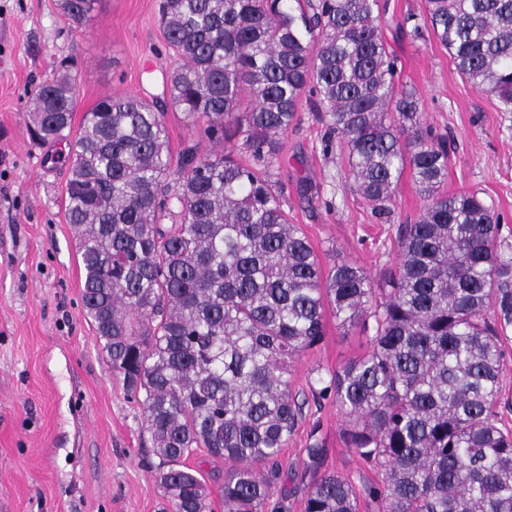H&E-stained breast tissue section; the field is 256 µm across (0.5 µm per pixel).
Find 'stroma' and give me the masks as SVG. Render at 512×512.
Here are the masks:
<instances>
[{
  "label": "stroma",
  "mask_w": 512,
  "mask_h": 512,
  "mask_svg": "<svg viewBox=\"0 0 512 512\" xmlns=\"http://www.w3.org/2000/svg\"><path fill=\"white\" fill-rule=\"evenodd\" d=\"M383 40L401 83L420 100L422 122L452 147L448 193L475 192L512 230V112L467 82L447 50L412 17L425 0H384ZM158 0H99L91 24L69 25L58 0H0V512H160L162 490L147 466L141 412L113 373L82 303L83 270L66 215L65 145L38 146L26 127L34 88L69 59L77 79L75 114L100 98L165 96L174 65L157 16ZM276 160L288 217L301 227L323 267L345 259L381 283L398 262L399 225L414 223L424 202L403 173L391 212L381 218L353 189L343 154L328 153L313 99L298 103ZM57 163L46 162V154ZM372 323L340 327L296 358L289 379L305 417L280 457L273 503L303 512L320 472L377 482L345 437L334 401L311 399L319 374L364 356ZM324 447L320 467L306 450Z\"/></svg>",
  "instance_id": "obj_1"
}]
</instances>
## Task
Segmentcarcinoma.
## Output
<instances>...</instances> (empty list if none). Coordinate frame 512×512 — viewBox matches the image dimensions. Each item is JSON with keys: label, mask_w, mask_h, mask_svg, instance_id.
I'll return each mask as SVG.
<instances>
[{"label": "carcinoma", "mask_w": 512, "mask_h": 512, "mask_svg": "<svg viewBox=\"0 0 512 512\" xmlns=\"http://www.w3.org/2000/svg\"><path fill=\"white\" fill-rule=\"evenodd\" d=\"M98 0H60L80 29ZM381 0H159L177 57L169 102L209 149L171 171L164 111L106 96L70 137L68 60L27 112L39 145L68 146L67 220L79 241L86 315L142 414L164 512H214L187 464L199 448L224 470V512H265L276 459L304 417L290 363L324 336L326 308L371 319L362 358L321 376L317 401L348 417L349 446L380 473L378 512H512V428L498 419L503 344L512 338V240L475 193L440 192L446 141L396 83ZM429 30L469 83L512 112V0H426ZM316 97L326 151L345 154L354 191L389 212L410 168L425 201L398 230L400 261L381 288L359 265H322L288 220L274 160ZM250 108L240 113L242 99ZM244 134L242 143L235 142ZM251 163L238 160L240 150ZM304 512H359L352 483L325 472Z\"/></svg>", "instance_id": "1"}]
</instances>
